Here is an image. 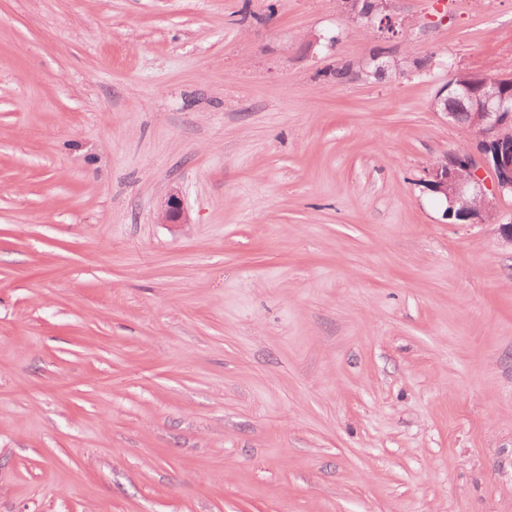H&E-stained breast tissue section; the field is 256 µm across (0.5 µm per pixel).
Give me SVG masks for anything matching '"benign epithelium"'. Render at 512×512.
Wrapping results in <instances>:
<instances>
[{
  "mask_svg": "<svg viewBox=\"0 0 512 512\" xmlns=\"http://www.w3.org/2000/svg\"><path fill=\"white\" fill-rule=\"evenodd\" d=\"M348 12L355 18L368 20L380 17L376 24L381 38L392 42L399 36L395 16L391 13L392 0H345ZM498 84L488 80L484 87L481 103L483 111L476 113L472 124L475 148L468 152L469 159L463 172H458L460 164L454 157L446 159L445 164L432 168L427 180V188L452 203L468 196L486 200L485 178L489 173L493 179V188L499 197L512 196V130L504 134L505 124H512V114L503 111L504 103L497 99ZM184 213L177 196H171L162 215L164 224L183 223Z\"/></svg>",
  "mask_w": 512,
  "mask_h": 512,
  "instance_id": "1",
  "label": "benign epithelium"
}]
</instances>
